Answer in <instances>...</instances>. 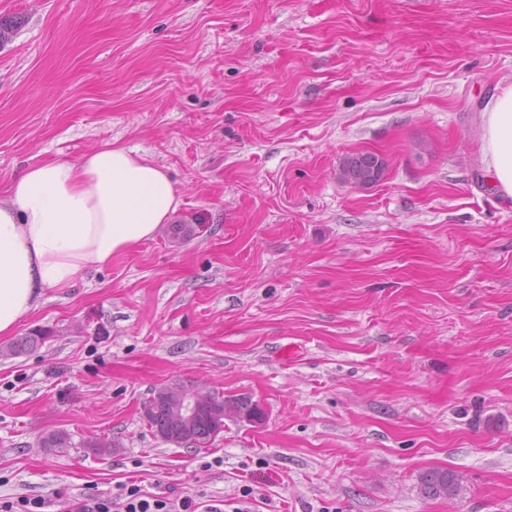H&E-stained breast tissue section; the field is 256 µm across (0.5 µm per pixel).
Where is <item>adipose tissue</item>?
<instances>
[{"instance_id":"ef3b65f1","label":"adipose tissue","mask_w":512,"mask_h":512,"mask_svg":"<svg viewBox=\"0 0 512 512\" xmlns=\"http://www.w3.org/2000/svg\"><path fill=\"white\" fill-rule=\"evenodd\" d=\"M479 158L490 187L512 200V84L481 114ZM179 205L164 169L122 146L26 168L0 200V335L43 290L70 287L153 238Z\"/></svg>"}]
</instances>
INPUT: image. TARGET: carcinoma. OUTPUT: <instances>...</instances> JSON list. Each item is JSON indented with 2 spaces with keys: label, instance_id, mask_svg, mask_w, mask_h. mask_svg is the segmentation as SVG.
Returning <instances> with one entry per match:
<instances>
[{
  "label": "carcinoma",
  "instance_id": "obj_1",
  "mask_svg": "<svg viewBox=\"0 0 512 512\" xmlns=\"http://www.w3.org/2000/svg\"><path fill=\"white\" fill-rule=\"evenodd\" d=\"M386 161L378 155L365 152L345 156L340 162L339 178L355 187L372 186L384 177ZM45 335L34 331L11 343L0 345V358L17 357L31 352L43 342ZM194 393L182 385L165 386L153 391L143 404L142 417L148 428L166 442L177 447L208 448L215 437L224 430V417L239 421L255 414L264 416L248 396L226 399L218 391L207 394L208 402L201 407L197 417L185 421L177 412L180 399ZM70 437L65 431H54L42 438L44 448H68ZM462 476L450 469L432 468L420 473V494L430 499H452L458 495Z\"/></svg>",
  "mask_w": 512,
  "mask_h": 512
}]
</instances>
